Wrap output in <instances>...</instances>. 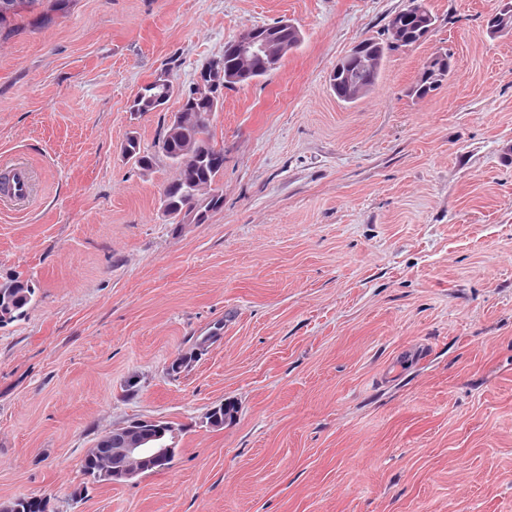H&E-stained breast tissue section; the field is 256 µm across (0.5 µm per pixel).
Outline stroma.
<instances>
[{
  "mask_svg": "<svg viewBox=\"0 0 512 512\" xmlns=\"http://www.w3.org/2000/svg\"><path fill=\"white\" fill-rule=\"evenodd\" d=\"M407 0H71L0 42V281L34 301L0 328V505L53 512H512V32L499 0H428L420 45L375 89L327 79ZM291 20L298 47L225 92L224 207L168 223L153 151L180 103L131 119L158 73L189 88L242 29ZM446 49L450 78L407 91ZM192 366L168 364L215 321ZM233 402L235 421L206 424ZM171 422L169 469L84 475L96 438ZM34 192V185L29 170L25 166L12 168V176L6 191L0 192L2 200L26 202ZM50 501L40 496H22L10 501L1 508L3 512H47Z\"/></svg>",
  "mask_w": 512,
  "mask_h": 512,
  "instance_id": "stroma-1",
  "label": "stroma"
}]
</instances>
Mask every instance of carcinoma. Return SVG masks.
<instances>
[{
	"instance_id": "1",
	"label": "carcinoma",
	"mask_w": 512,
	"mask_h": 512,
	"mask_svg": "<svg viewBox=\"0 0 512 512\" xmlns=\"http://www.w3.org/2000/svg\"><path fill=\"white\" fill-rule=\"evenodd\" d=\"M60 8L68 0H0V40L13 31L17 8L25 3L28 7L43 2ZM373 52L374 64L367 75L359 76L366 80L367 90L377 84L388 53L395 50L389 44V38H368L360 41ZM171 96L164 93V85L148 82L141 86L134 96L129 112L141 116L153 112L166 105ZM222 105L206 99L182 102L178 112L182 121L169 125L164 136L155 145V151L146 153L141 150L137 136L131 134L126 138L124 149L128 160L142 171L154 167L158 157H165L174 169L175 175L164 187L161 195L163 214L171 224H179V215L185 209H195L205 216L223 209L224 194V147L217 144L211 132V120ZM35 287L27 280L17 278L0 283V327L8 325L25 315L33 300ZM224 329V322L213 324L207 335L193 340L189 355L175 359L169 366L172 376L181 374L197 355L204 350L218 332ZM236 406L230 403L216 405V409L206 416L207 424L213 429H221L235 420ZM111 438L102 436L96 440L94 447L98 451H89L83 460L82 469L85 475L99 482H123L125 478L112 474V465L106 448ZM49 500L39 496H22L14 499L3 507V512H48Z\"/></svg>"
}]
</instances>
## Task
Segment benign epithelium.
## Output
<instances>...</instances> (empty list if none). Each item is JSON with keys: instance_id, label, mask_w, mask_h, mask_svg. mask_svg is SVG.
<instances>
[{"instance_id": "obj_1", "label": "benign epithelium", "mask_w": 512, "mask_h": 512, "mask_svg": "<svg viewBox=\"0 0 512 512\" xmlns=\"http://www.w3.org/2000/svg\"><path fill=\"white\" fill-rule=\"evenodd\" d=\"M412 26L420 30L432 28V20L423 11L404 15L402 18L392 17L390 29L396 38H401L405 27ZM296 29L288 20L279 21L261 30L246 28L237 33L230 43V50L241 66L224 73V85L211 81L210 75L224 69V58L218 57L209 61L198 73L195 87L215 98L224 93V88L237 83L241 76L265 69L275 59L288 55L295 42L285 34ZM372 53L360 52L353 58L336 64L335 72L340 74L353 70L356 66L368 67ZM446 55L439 53L430 56L422 65L427 73L430 84L438 86L442 83L445 65L439 60ZM448 65H453V55H448ZM166 427L158 420L151 419L142 424L126 427L115 439V447L108 449L114 471L127 478L139 474L148 462H164L172 452V446L163 443Z\"/></svg>"}]
</instances>
